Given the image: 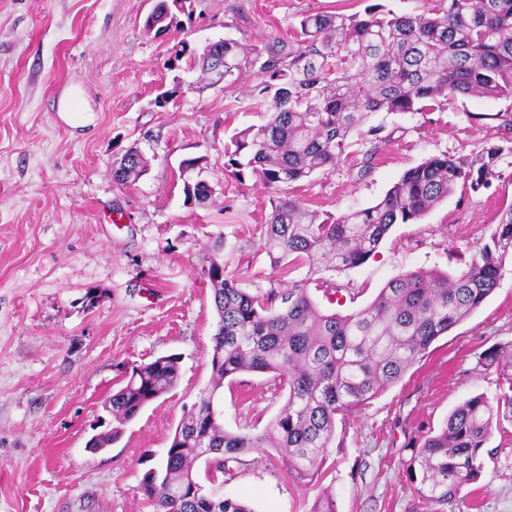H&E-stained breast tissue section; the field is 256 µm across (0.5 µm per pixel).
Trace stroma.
Wrapping results in <instances>:
<instances>
[{
	"label": "stroma",
	"mask_w": 512,
	"mask_h": 512,
	"mask_svg": "<svg viewBox=\"0 0 512 512\" xmlns=\"http://www.w3.org/2000/svg\"><path fill=\"white\" fill-rule=\"evenodd\" d=\"M370 5L407 15L433 2L191 0L177 29L160 36L144 26L150 0H0V512H153L141 481L210 379L217 315L203 271L215 241L228 275L249 291L303 276L262 248L274 190L224 170L229 136L265 119L256 71L202 89L175 45L185 42L189 54L220 39L261 47L288 37L305 13ZM166 91L169 102L157 106ZM499 112H512V99L458 97L378 114L381 143L353 139L333 170L291 186L307 208L339 217L380 201L428 157L504 151L487 189L457 188L416 223L394 225L363 265L321 272L310 285L321 310L362 309L409 270H462L512 205V142L496 128ZM472 113L485 114L484 124H472ZM132 147L149 169L116 185L112 163ZM371 150L372 168L358 177ZM194 158L198 170H183ZM198 178L213 190L204 206L183 194L184 181ZM493 346L512 352L510 272L396 384L337 420L341 444L313 478L297 480L275 449L251 451L229 462L225 495L254 512H310L327 490L337 512H423L413 451L467 398L498 395L499 370L480 361ZM168 355L180 358L175 388L109 448L87 449L112 428L103 403L125 368ZM287 396L271 375L237 376L218 395L225 430L266 428ZM486 448L479 480L446 512H512V424L493 429Z\"/></svg>",
	"instance_id": "35a3bbf8"
}]
</instances>
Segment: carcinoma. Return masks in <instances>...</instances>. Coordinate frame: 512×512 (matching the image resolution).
Returning <instances> with one entry per match:
<instances>
[{
	"mask_svg": "<svg viewBox=\"0 0 512 512\" xmlns=\"http://www.w3.org/2000/svg\"><path fill=\"white\" fill-rule=\"evenodd\" d=\"M186 0H157L145 26L171 30ZM214 86L257 69L268 119L232 134L224 168L235 180L249 174L275 190L330 172L374 114L418 112L441 97L512 98V0H440L416 15L308 12L292 40L275 39L244 50L218 40L191 59ZM501 148L475 157H430L404 172L376 204L339 218L321 215L288 195L272 199L263 249L274 264L305 265L309 275L290 288L251 293L225 274L214 257L204 273L218 321L212 336L209 390L184 413L158 468L141 483L154 512H252L232 497L209 495L194 472L207 458L215 474L261 448H275L300 480L315 475L336 441V416L367 404L395 384L439 337L466 320L493 293L512 257V204L490 240L457 275L416 269L391 280L367 307L324 312L309 291L311 275L350 269L374 256L391 228L420 220L459 185L489 187ZM148 161L130 148L113 163V180L136 183ZM186 203L203 206L213 190L204 180L183 187ZM268 373L288 390L279 414L262 432L231 433L211 407L224 381ZM179 358L158 357L126 368L125 385L105 408L116 426L97 437L105 448L146 406L171 391ZM512 423L508 392L490 400L476 394L458 405L445 426L416 448L409 464L424 512H445L484 469L493 424Z\"/></svg>",
	"mask_w": 512,
	"mask_h": 512,
	"instance_id": "obj_1",
	"label": "carcinoma"
}]
</instances>
